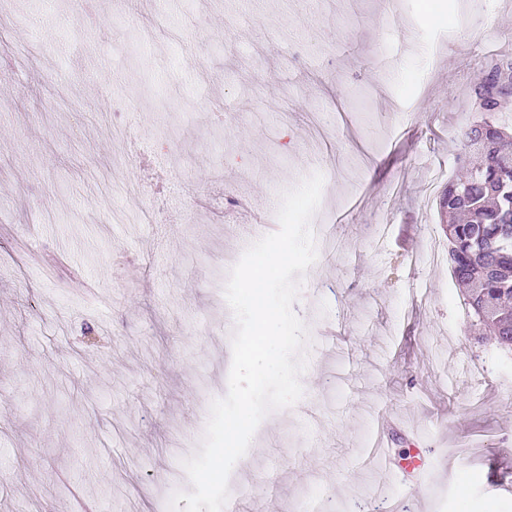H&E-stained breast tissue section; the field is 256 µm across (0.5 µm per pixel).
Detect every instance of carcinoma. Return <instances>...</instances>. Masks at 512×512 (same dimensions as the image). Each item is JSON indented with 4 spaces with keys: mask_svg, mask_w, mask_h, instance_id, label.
<instances>
[{
    "mask_svg": "<svg viewBox=\"0 0 512 512\" xmlns=\"http://www.w3.org/2000/svg\"><path fill=\"white\" fill-rule=\"evenodd\" d=\"M484 73L490 77L470 92L481 120L461 135L465 175L448 180L438 208L449 269L465 305L500 346L512 349V134L497 120L507 103L499 89L512 83V56L491 58Z\"/></svg>",
    "mask_w": 512,
    "mask_h": 512,
    "instance_id": "carcinoma-1",
    "label": "carcinoma"
}]
</instances>
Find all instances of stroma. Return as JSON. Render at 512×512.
Returning <instances> with one entry per match:
<instances>
[{"mask_svg": "<svg viewBox=\"0 0 512 512\" xmlns=\"http://www.w3.org/2000/svg\"><path fill=\"white\" fill-rule=\"evenodd\" d=\"M478 2L462 29L459 0H98L84 26L9 0L0 512H169L190 490L228 390L226 260L315 173L304 396L261 422L224 512H512V351L415 258L448 247L429 178L460 174L468 92L512 53V0ZM388 419L423 463L400 483L371 453Z\"/></svg>", "mask_w": 512, "mask_h": 512, "instance_id": "1", "label": "stroma"}]
</instances>
